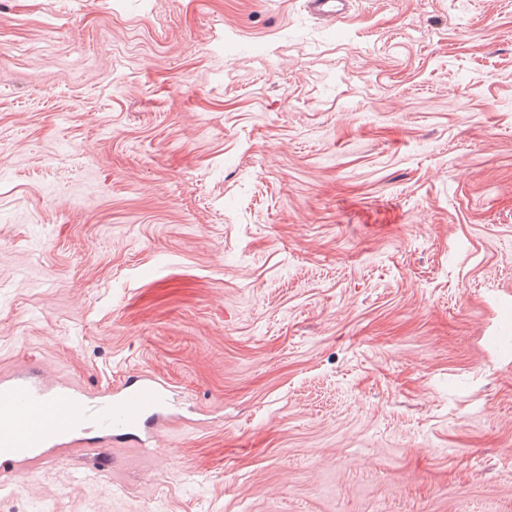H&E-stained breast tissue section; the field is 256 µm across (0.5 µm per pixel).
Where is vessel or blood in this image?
<instances>
[{"mask_svg":"<svg viewBox=\"0 0 512 512\" xmlns=\"http://www.w3.org/2000/svg\"><path fill=\"white\" fill-rule=\"evenodd\" d=\"M351 0H305L320 20H343ZM164 385L147 372L98 393L82 384L45 376L24 366L0 376V490L14 488L18 477L60 461L98 452L86 433L108 432L116 444L135 437L149 447L168 421Z\"/></svg>","mask_w":512,"mask_h":512,"instance_id":"b4317fda","label":"vessel or blood"}]
</instances>
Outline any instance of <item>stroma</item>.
I'll use <instances>...</instances> for the list:
<instances>
[{
  "label": "stroma",
  "instance_id": "stroma-1",
  "mask_svg": "<svg viewBox=\"0 0 512 512\" xmlns=\"http://www.w3.org/2000/svg\"><path fill=\"white\" fill-rule=\"evenodd\" d=\"M22 363L181 416L0 512H512V0H0ZM305 8L315 17L329 23L341 22L351 10V0H305Z\"/></svg>",
  "mask_w": 512,
  "mask_h": 512
}]
</instances>
